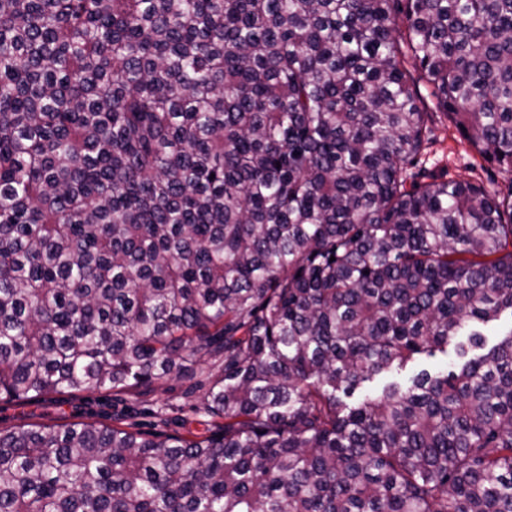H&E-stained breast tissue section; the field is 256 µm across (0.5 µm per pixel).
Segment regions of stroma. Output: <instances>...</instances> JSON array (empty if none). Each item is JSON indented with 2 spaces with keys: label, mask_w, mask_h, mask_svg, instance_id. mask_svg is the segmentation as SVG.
<instances>
[{
  "label": "stroma",
  "mask_w": 512,
  "mask_h": 512,
  "mask_svg": "<svg viewBox=\"0 0 512 512\" xmlns=\"http://www.w3.org/2000/svg\"><path fill=\"white\" fill-rule=\"evenodd\" d=\"M418 98L429 118L424 151L411 170V180L423 183L433 178L468 180L483 184L500 194L512 192V175L497 165L484 162L474 145L462 138L454 124L437 107L431 89L417 81ZM455 353L419 356L401 372H388L359 387L351 398L359 403L365 396L381 391L391 381L407 382L423 369L434 371L455 360ZM224 365L218 358L196 365L182 380L117 396L107 389H90L76 394L58 393L21 399L0 398V430L30 425H62L72 422L119 425L145 435L165 433L208 436L205 422L190 406L199 396L198 386L207 374L218 373Z\"/></svg>",
  "instance_id": "1"
}]
</instances>
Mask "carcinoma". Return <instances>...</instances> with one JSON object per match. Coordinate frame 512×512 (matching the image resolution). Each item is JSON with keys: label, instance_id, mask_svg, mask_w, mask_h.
Here are the masks:
<instances>
[{"label": "carcinoma", "instance_id": "cac0c4a2", "mask_svg": "<svg viewBox=\"0 0 512 512\" xmlns=\"http://www.w3.org/2000/svg\"><path fill=\"white\" fill-rule=\"evenodd\" d=\"M512 0H0V396L179 380L197 440L0 430V512H512ZM405 67L417 79V104L422 106L424 102L427 112H431L425 133L426 149L418 156L406 187L409 189L413 182L420 184L431 178L456 179L478 182L501 196L507 195L512 175L495 164L484 162L474 145L460 136L454 124L436 106L428 84L418 78L413 58H407ZM450 361H457V356L454 352V345L448 347V355L436 353L434 357H427L425 355L418 356L414 360V362L410 363L407 368L399 373L396 372H388L382 373L380 375L375 376V378L370 381L364 383L361 387H359L354 395L347 399L346 401L350 404L359 403L366 395H373L381 391L382 387L386 385L390 381H399L402 383H406L410 377L415 375L421 369H427L430 371H435L446 366Z\"/></svg>", "mask_w": 512, "mask_h": 512}]
</instances>
